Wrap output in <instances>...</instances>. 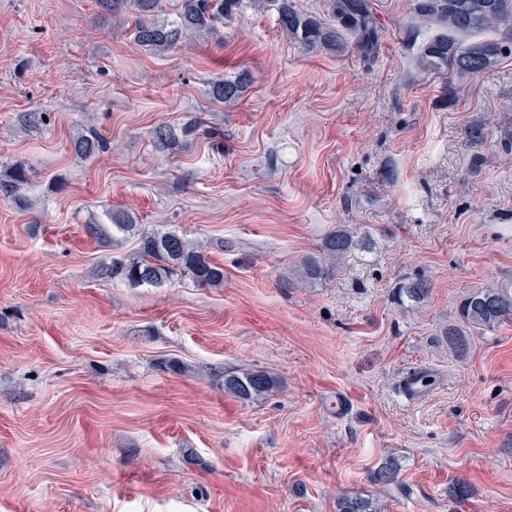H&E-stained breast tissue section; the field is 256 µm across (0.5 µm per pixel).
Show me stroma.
Wrapping results in <instances>:
<instances>
[{
	"mask_svg": "<svg viewBox=\"0 0 512 512\" xmlns=\"http://www.w3.org/2000/svg\"><path fill=\"white\" fill-rule=\"evenodd\" d=\"M372 10L365 59L305 51L249 7L154 53L98 0H0V182L33 170L22 195L0 190V512H336L345 493L512 512V325L460 357L445 336L464 292L512 285V59L455 76L446 103L406 42L410 0ZM242 70L241 98L214 101ZM191 116L179 150L157 146ZM88 126L110 150L84 161L70 141ZM113 209L206 246L223 287L98 277L84 226ZM339 224L373 239L370 266L284 286ZM417 274L429 298L399 306ZM226 368L282 389L241 403ZM415 370L435 382L410 401ZM390 458L398 483L375 485ZM250 81V74L245 70L240 71L233 79L218 78L212 82L210 96L220 103L234 101ZM199 122L196 119H190L180 129L179 133L174 127L160 126L155 131V137L158 143L166 150L178 149L180 138L189 136L198 130ZM394 290V295L403 305L405 303L417 305L429 296L431 283L424 276L414 275L399 281Z\"/></svg>",
	"mask_w": 512,
	"mask_h": 512,
	"instance_id": "35a3bbf8",
	"label": "stroma"
}]
</instances>
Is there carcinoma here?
<instances>
[{
    "mask_svg": "<svg viewBox=\"0 0 512 512\" xmlns=\"http://www.w3.org/2000/svg\"><path fill=\"white\" fill-rule=\"evenodd\" d=\"M329 20L305 14L293 0H179L178 21L160 22L161 0H102L114 16L135 14L133 40L156 52L170 51L188 39L215 31L224 19L243 11L247 5L257 10L276 12L283 36L307 51L345 53L353 50L365 57L380 49L381 29L372 12L371 0H326ZM416 25L408 33L417 43L420 28L429 25L439 33L420 43L416 57L420 68L439 76L444 93L455 96L453 77H479L500 61L512 58V0H412ZM480 32H491L493 38L468 43L465 38ZM249 72L243 70L232 79L212 82L210 96L224 103L234 101L250 83ZM199 122L189 120L180 129L160 126L155 131L158 143L167 150L179 147L180 139L198 130ZM74 152L93 159L105 152L106 139L94 128H86L72 141ZM9 191L16 194L28 183V168L21 164L9 167ZM108 223L88 224L86 231L103 246L118 236L137 237L138 247L130 256L113 257L101 266V276L130 286H161L182 278L202 288L224 286V265L214 260L201 246H195L174 230L136 223L129 213L116 210L107 213ZM358 250L368 252L371 242L359 238L345 225L327 232L321 239L318 254L305 258L297 273V283L312 288L334 277ZM398 301L417 305L425 301L431 290L430 281L414 275L394 287ZM458 316L463 327H450L448 346L463 354L468 349L465 328L494 330L512 321V286H485L467 291L460 300ZM224 392L242 402L264 399L280 388L278 380L262 370L229 368L222 372ZM400 468L390 461L372 476L375 484L398 482ZM385 504L373 496L342 494L337 497L336 512H384Z\"/></svg>",
    "mask_w": 512,
    "mask_h": 512,
    "instance_id": "cac0c4a2",
    "label": "carcinoma"
}]
</instances>
